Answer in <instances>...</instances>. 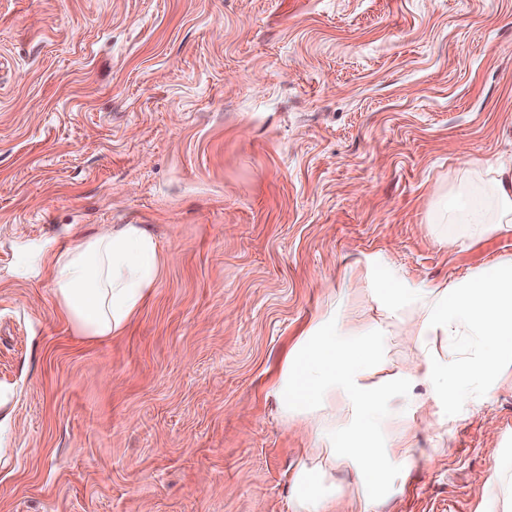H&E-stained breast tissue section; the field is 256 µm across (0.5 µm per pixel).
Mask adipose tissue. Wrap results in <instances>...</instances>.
Returning <instances> with one entry per match:
<instances>
[{"label":"adipose tissue","mask_w":512,"mask_h":512,"mask_svg":"<svg viewBox=\"0 0 512 512\" xmlns=\"http://www.w3.org/2000/svg\"><path fill=\"white\" fill-rule=\"evenodd\" d=\"M455 197L438 208L439 223L511 230L512 161L467 172ZM162 267L141 224L114 225L48 261L62 314L90 339L122 334ZM351 269L361 292L330 293L270 390L280 420L313 442L294 469L292 512H336L347 492L359 512H378L394 468L417 462L418 425L455 421L512 377V255L432 286L409 283L379 253ZM370 302L379 320H368ZM343 466L357 475L348 490L336 482Z\"/></svg>","instance_id":"obj_1"}]
</instances>
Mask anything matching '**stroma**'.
I'll return each mask as SVG.
<instances>
[{
    "label": "stroma",
    "mask_w": 512,
    "mask_h": 512,
    "mask_svg": "<svg viewBox=\"0 0 512 512\" xmlns=\"http://www.w3.org/2000/svg\"><path fill=\"white\" fill-rule=\"evenodd\" d=\"M511 155L512 0H0V512H291L269 386L325 285L511 254L431 221ZM115 224L162 275L89 340L45 262ZM415 441L381 512H483L512 385Z\"/></svg>",
    "instance_id": "stroma-1"
}]
</instances>
